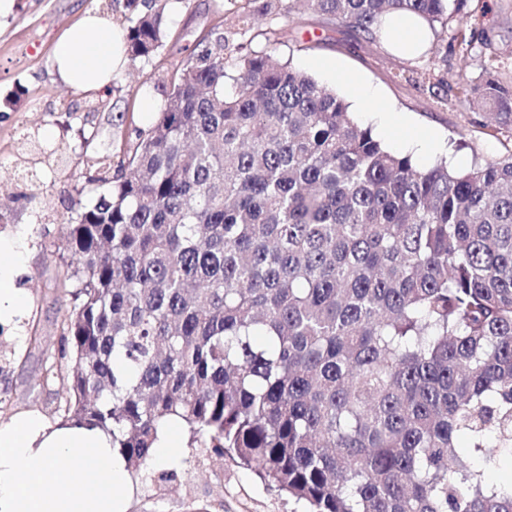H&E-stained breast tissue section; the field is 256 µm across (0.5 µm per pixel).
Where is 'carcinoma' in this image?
I'll list each match as a JSON object with an SVG mask.
<instances>
[{"label":"carcinoma","instance_id":"carcinoma-1","mask_svg":"<svg viewBox=\"0 0 512 512\" xmlns=\"http://www.w3.org/2000/svg\"><path fill=\"white\" fill-rule=\"evenodd\" d=\"M370 40L392 12L440 39L450 0H246ZM132 19L131 59L163 47ZM202 38L159 117L68 225L58 409L112 432L131 471L181 419L307 512H512V156L463 171L389 151L278 40L227 64ZM464 102L512 130L485 61ZM470 449L464 458L458 449Z\"/></svg>","mask_w":512,"mask_h":512}]
</instances>
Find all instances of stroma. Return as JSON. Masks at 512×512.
<instances>
[{"label": "stroma", "mask_w": 512, "mask_h": 512, "mask_svg": "<svg viewBox=\"0 0 512 512\" xmlns=\"http://www.w3.org/2000/svg\"><path fill=\"white\" fill-rule=\"evenodd\" d=\"M162 12L165 46L147 61L118 70L108 91L84 93L60 83L50 65L61 33L85 11L106 15L128 29L135 13L127 0H12L0 14V238L17 242L25 271L17 281L28 303L10 324L0 323V421L36 412L59 420L56 395L65 373L43 381L47 361L57 359L60 327L69 299L60 283L68 255L60 244L79 206L94 202L96 159H120L156 118L144 114L145 97L160 102L172 74L221 16L242 13V0H145ZM471 21L462 29L471 54L458 44L431 38L425 52L407 58L381 41L336 27L323 18L277 21L279 55L322 86L348 97L344 75L361 79L376 100L356 119L387 149L428 168L440 160L466 170L512 153V134L495 129L457 94L459 75L483 76L485 53L496 56L502 78L512 79V0H465ZM439 83L430 93L429 83ZM402 128L385 130L388 111ZM434 131L438 146L426 154L414 136ZM173 478L154 490L147 471L132 474L128 512H306L304 503L269 488L255 472L219 459L187 442L170 464Z\"/></svg>", "instance_id": "obj_1"}]
</instances>
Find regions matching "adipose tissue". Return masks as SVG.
<instances>
[{
    "label": "adipose tissue",
    "mask_w": 512,
    "mask_h": 512,
    "mask_svg": "<svg viewBox=\"0 0 512 512\" xmlns=\"http://www.w3.org/2000/svg\"><path fill=\"white\" fill-rule=\"evenodd\" d=\"M382 37L392 52L414 56L429 42L419 19L393 14ZM124 38L103 16L85 12L56 41L52 66L60 82L82 91L108 89L124 63ZM20 258L0 242V320L25 305L13 284ZM130 472L111 434L85 422L48 423L28 413L0 423V512H126Z\"/></svg>",
    "instance_id": "obj_1"
}]
</instances>
